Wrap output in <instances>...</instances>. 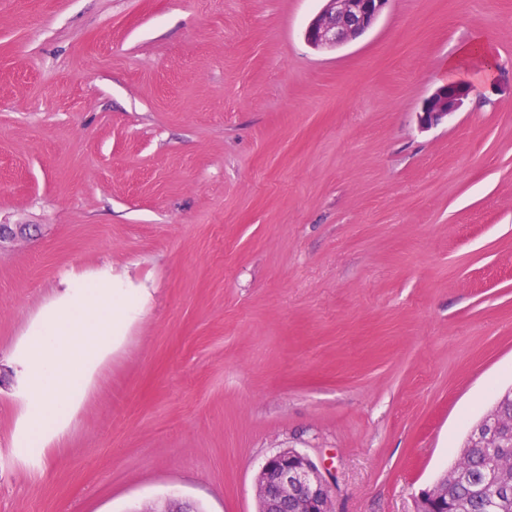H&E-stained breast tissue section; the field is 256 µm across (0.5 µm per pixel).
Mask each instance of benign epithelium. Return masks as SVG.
<instances>
[{"label": "benign epithelium", "instance_id": "7a95c632", "mask_svg": "<svg viewBox=\"0 0 512 512\" xmlns=\"http://www.w3.org/2000/svg\"><path fill=\"white\" fill-rule=\"evenodd\" d=\"M324 6L305 30L307 42L316 49H336L371 28L389 0H323ZM470 88L444 84L425 99L418 121L421 127L440 124L455 113ZM483 443L498 449L496 463L512 468V452L504 449L501 435L492 428ZM259 512H334L333 491L316 463L305 453L288 449L270 456L255 478Z\"/></svg>", "mask_w": 512, "mask_h": 512}]
</instances>
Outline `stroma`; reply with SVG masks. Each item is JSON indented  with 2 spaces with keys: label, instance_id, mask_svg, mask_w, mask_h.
I'll use <instances>...</instances> for the list:
<instances>
[{
  "label": "stroma",
  "instance_id": "obj_1",
  "mask_svg": "<svg viewBox=\"0 0 512 512\" xmlns=\"http://www.w3.org/2000/svg\"><path fill=\"white\" fill-rule=\"evenodd\" d=\"M0 0V512H257L288 448L336 512H415L512 388V0ZM480 30L495 64L422 129ZM141 308L61 438L15 355L70 274ZM319 13L305 30L307 42L315 49H336L371 28L389 0H322ZM487 39L484 33H477L474 39L462 46L458 52L448 59L446 67V81L456 82L463 80L462 68L466 60L480 58L485 63V73L493 71L491 59L487 56ZM439 86L425 99L421 112H418V121L422 128H430L440 124L448 116L455 113L469 95L468 86L451 83Z\"/></svg>",
  "mask_w": 512,
  "mask_h": 512
}]
</instances>
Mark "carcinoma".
Returning a JSON list of instances; mask_svg holds the SVG:
<instances>
[{"instance_id":"cac0c4a2","label":"carcinoma","mask_w":512,"mask_h":512,"mask_svg":"<svg viewBox=\"0 0 512 512\" xmlns=\"http://www.w3.org/2000/svg\"><path fill=\"white\" fill-rule=\"evenodd\" d=\"M501 415L504 432L512 421V393L504 392L490 415ZM466 439L455 463L457 480L448 498V512H512V471L493 467L486 450L471 448Z\"/></svg>"}]
</instances>
